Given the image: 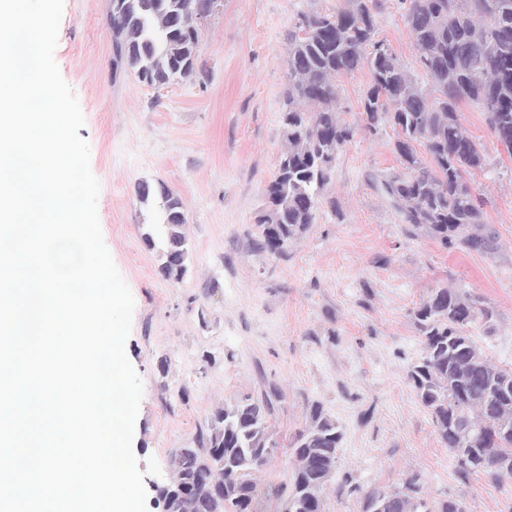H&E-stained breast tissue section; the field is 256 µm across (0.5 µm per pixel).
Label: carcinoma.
Here are the masks:
<instances>
[{
    "label": "carcinoma",
    "mask_w": 512,
    "mask_h": 512,
    "mask_svg": "<svg viewBox=\"0 0 512 512\" xmlns=\"http://www.w3.org/2000/svg\"><path fill=\"white\" fill-rule=\"evenodd\" d=\"M109 24L115 64H127L140 82L163 86L204 78L198 66L195 16L210 12V0H111ZM414 39L417 68L430 89L376 39L380 0H343L332 13L300 12L288 32V93L282 109L285 145L277 172L265 189L257 219L260 248L284 258L288 246L315 223L326 205L336 162L362 134L393 131L400 168L371 182L401 216L409 238L425 235L443 249L487 252L494 234L467 176L485 166V155L460 123L459 106L481 105L486 120L512 153V0H401ZM369 72L362 98L363 124L342 121L336 77L360 67ZM140 202L159 199L163 224L148 225L144 240L161 236L164 277L187 272L188 249L182 200L163 183L138 185ZM424 356L408 366L406 380L431 415L440 441L467 480L483 474L494 483L512 476V368L491 363L466 334L486 325L494 309L457 288H436L411 311ZM272 388L224 405L199 428L194 448L171 453L173 481L158 489L162 512H324L323 494L336 469L343 433L321 406L290 441V482L256 479L278 442L269 416ZM359 495L360 512H464L448 497L436 504L422 497L421 477L412 473L398 487L347 489Z\"/></svg>",
    "instance_id": "obj_1"
}]
</instances>
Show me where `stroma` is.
Returning a JSON list of instances; mask_svg holds the SVG:
<instances>
[{
	"label": "stroma",
	"instance_id": "obj_1",
	"mask_svg": "<svg viewBox=\"0 0 512 512\" xmlns=\"http://www.w3.org/2000/svg\"><path fill=\"white\" fill-rule=\"evenodd\" d=\"M340 2L222 0L199 32L206 82L158 87L113 68L109 0H64L54 59L84 116L105 244L135 299L126 353L144 394L133 450L162 470L145 477L147 498L172 481L171 451L193 447L217 407L273 386L278 447L261 481L289 482V442L318 404L343 431L325 512H359L357 497L338 492L344 481L387 488L415 471L428 501L453 496L466 512H512V479L460 480L405 380L424 354L410 312L442 286L494 308L492 326L467 334L492 363L512 367V155L480 107L463 103L459 117L486 158L468 182L497 233L492 252L405 235L369 180L399 165L387 134L357 138L339 157L328 193L342 217L321 207L284 258L254 245L284 144L288 32L298 12H332ZM377 34L416 70L398 0H382ZM368 83L364 68L337 77L342 121L359 123ZM144 181L165 183L183 202L189 260L180 281L161 275L159 248L143 240L145 225L163 221L159 202L137 198Z\"/></svg>",
	"mask_w": 512,
	"mask_h": 512
}]
</instances>
